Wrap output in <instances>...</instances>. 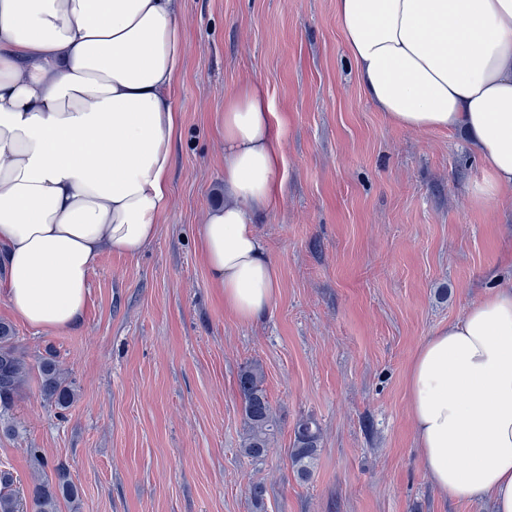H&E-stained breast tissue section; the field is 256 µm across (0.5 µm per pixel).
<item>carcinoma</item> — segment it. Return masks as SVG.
<instances>
[{
	"label": "carcinoma",
	"mask_w": 512,
	"mask_h": 512,
	"mask_svg": "<svg viewBox=\"0 0 512 512\" xmlns=\"http://www.w3.org/2000/svg\"><path fill=\"white\" fill-rule=\"evenodd\" d=\"M39 388L44 400L58 409H66L75 393L65 373L52 357L43 358L38 364ZM31 366L17 345L13 329L0 323V418L8 415L15 399L26 386ZM264 372L257 362L240 369L238 386L243 400V411L248 430L241 448L242 454L255 463L265 460L271 451L278 430L265 389ZM321 449V433L317 422L311 418L301 419L294 429V439L287 449L291 466L302 480L313 471ZM56 480L44 476L38 479L31 491L35 512H58L59 498L75 495L63 465L55 467ZM13 479L8 473L0 475V512H19L20 503L11 490Z\"/></svg>",
	"instance_id": "1"
}]
</instances>
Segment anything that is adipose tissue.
<instances>
[{
	"label": "adipose tissue",
	"instance_id": "ef3b65f1",
	"mask_svg": "<svg viewBox=\"0 0 512 512\" xmlns=\"http://www.w3.org/2000/svg\"><path fill=\"white\" fill-rule=\"evenodd\" d=\"M363 93L391 124L462 132L512 191V0H335ZM175 0H0V296L24 323L76 328L106 253L139 254L169 209L185 61ZM263 88L224 100V204L197 225L227 312L261 318L278 272L255 228L281 185ZM409 409L448 498L512 512V279L416 351Z\"/></svg>",
	"mask_w": 512,
	"mask_h": 512
}]
</instances>
